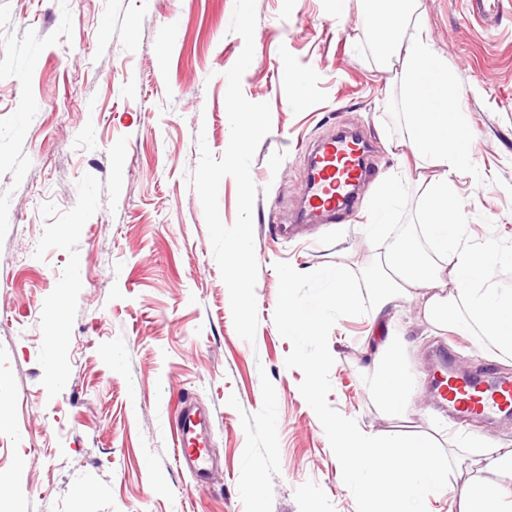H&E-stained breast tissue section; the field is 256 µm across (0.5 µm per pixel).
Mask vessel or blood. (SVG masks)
I'll use <instances>...</instances> for the list:
<instances>
[{"label":"vessel or blood","mask_w":512,"mask_h":512,"mask_svg":"<svg viewBox=\"0 0 512 512\" xmlns=\"http://www.w3.org/2000/svg\"><path fill=\"white\" fill-rule=\"evenodd\" d=\"M369 146L356 134L339 132L324 139L313 155L306 175L303 214L319 224L340 223L357 200L361 182L372 177ZM426 380L436 403L459 423L511 422L512 374L492 363L465 370L457 365L452 346H439L426 360ZM206 421L197 403L182 397L173 429L178 467L197 478L209 472L202 434Z\"/></svg>","instance_id":"obj_1"}]
</instances>
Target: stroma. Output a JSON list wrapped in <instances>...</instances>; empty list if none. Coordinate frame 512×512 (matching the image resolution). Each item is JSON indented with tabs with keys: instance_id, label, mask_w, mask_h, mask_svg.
Wrapping results in <instances>:
<instances>
[{
	"instance_id": "stroma-1",
	"label": "stroma",
	"mask_w": 512,
	"mask_h": 512,
	"mask_svg": "<svg viewBox=\"0 0 512 512\" xmlns=\"http://www.w3.org/2000/svg\"><path fill=\"white\" fill-rule=\"evenodd\" d=\"M498 18L469 0H414L423 33L466 100L474 164L456 180L474 243L512 253V0ZM235 0H0V512H357L324 428L285 366L292 345L273 320L275 263L300 272H361L405 238L436 257L422 227L434 168L416 170L399 68L379 62L363 0H256L254 57L241 87L268 103L271 130L251 166L259 265L254 342L235 331L199 197L188 181L198 136L214 156L230 141L224 74L244 41ZM307 77L297 97L285 74ZM353 129L378 172L338 224L301 237L290 223L312 145ZM400 190L385 233L368 238L381 181ZM388 317L414 375L427 352L456 343L461 367L495 358L479 328L436 336L416 302ZM371 315L332 328L329 404L380 435L432 436L455 458L448 496L494 480L456 447L458 433L512 444V425L456 424L428 389L393 419L373 403ZM69 379L47 365L53 328ZM209 415L207 479L178 468L171 424L183 393Z\"/></svg>"
}]
</instances>
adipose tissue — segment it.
Wrapping results in <instances>:
<instances>
[{"label":"adipose tissue","instance_id":"adipose-tissue-1","mask_svg":"<svg viewBox=\"0 0 512 512\" xmlns=\"http://www.w3.org/2000/svg\"><path fill=\"white\" fill-rule=\"evenodd\" d=\"M365 19L378 34V54L386 66H401L410 99L412 149L439 172L423 203V227L442 261L421 268L414 251L398 248L384 254L386 273L375 283V318L402 299L418 301L430 331L461 330L478 325L499 351L512 354V290L497 288L490 276L493 244H472L466 236V214L456 202L454 179L471 169L473 156L466 140L471 129L459 115L462 98L439 54L422 36L404 39L411 0H365ZM463 305L466 320L454 316ZM386 334L373 368L371 393L393 417L405 415L417 384Z\"/></svg>","mask_w":512,"mask_h":512}]
</instances>
